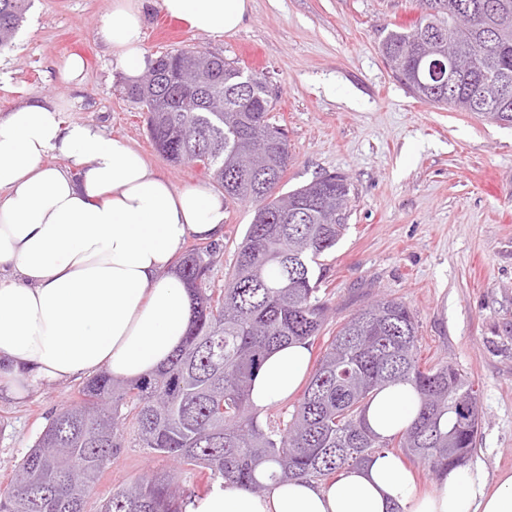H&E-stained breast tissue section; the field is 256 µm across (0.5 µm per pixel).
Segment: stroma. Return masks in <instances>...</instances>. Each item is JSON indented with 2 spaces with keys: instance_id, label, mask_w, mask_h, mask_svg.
I'll return each instance as SVG.
<instances>
[{
  "instance_id": "obj_1",
  "label": "stroma",
  "mask_w": 512,
  "mask_h": 512,
  "mask_svg": "<svg viewBox=\"0 0 512 512\" xmlns=\"http://www.w3.org/2000/svg\"><path fill=\"white\" fill-rule=\"evenodd\" d=\"M112 0H31L11 47L0 50V114L42 96L64 120L95 124L142 152L178 188L217 189L210 171L173 165L153 146L140 104L100 34ZM419 0H251L236 32L215 38L187 28L178 42L157 27L160 0L144 12L146 60L179 46L221 55L265 77L273 113L288 133L289 191L324 173L350 184L347 228L327 254L329 316L321 336L373 301H404L419 324L420 362L454 364L474 384L484 415L470 461L487 477L512 470V126L414 98L386 67L380 42L413 25ZM73 53L86 61L81 86L59 74ZM254 210L229 203L208 284L220 290ZM76 382L47 383L24 401L0 400V489L49 419L77 401ZM179 469L206 493L193 466L147 448H124L86 500L97 512L119 485Z\"/></svg>"
}]
</instances>
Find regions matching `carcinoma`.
Returning a JSON list of instances; mask_svg holds the SVG:
<instances>
[{"instance_id": "carcinoma-1", "label": "carcinoma", "mask_w": 512, "mask_h": 512, "mask_svg": "<svg viewBox=\"0 0 512 512\" xmlns=\"http://www.w3.org/2000/svg\"><path fill=\"white\" fill-rule=\"evenodd\" d=\"M414 27L392 29L381 52L393 75L418 99L472 112L498 123L512 120V0H421ZM31 0H0V50L12 44ZM456 13L472 29L448 32ZM453 54L459 69L447 83L424 73L420 61ZM203 68L206 90L184 81ZM148 109L155 148L173 163L207 159L226 199L255 205L224 290L207 287L214 247L195 246L178 261L194 300L184 344L159 369L136 380L101 372L80 401L61 408L0 490V512H85L86 498L118 451L129 443L206 471L256 494L268 483L321 479L364 461L377 448H398L437 475L456 468L475 448L483 416L473 383L443 363L418 362V325L402 301L384 298L346 319L324 342L308 383L286 419L262 423L249 403L257 371L278 346L314 345L327 319L320 295L324 257L347 226L350 188L325 174L280 193L290 145L273 121L262 77L224 58L175 49L156 58L126 88ZM409 384L418 416L392 438L363 422L378 390ZM132 421L134 438L124 426ZM70 449L77 483L51 461ZM185 492L175 470L146 475L112 490L101 512H183Z\"/></svg>"}]
</instances>
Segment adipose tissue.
Segmentation results:
<instances>
[{
    "mask_svg": "<svg viewBox=\"0 0 512 512\" xmlns=\"http://www.w3.org/2000/svg\"><path fill=\"white\" fill-rule=\"evenodd\" d=\"M144 0H113L103 39L130 79L145 67ZM170 17L219 38L240 28L250 0H161ZM61 157L63 167L46 166ZM227 204L202 186L175 187L144 156L98 127L64 122L35 99L0 116V395L20 400L43 383L99 370L147 376L184 340L190 294L175 274L188 238L224 235ZM311 355L275 350L253 380L264 411L293 395ZM419 399L406 385L382 390L365 422L383 438L409 426ZM185 512H512V471L487 479L457 468L423 487L403 458L383 449L326 481L274 483L260 495L224 482Z\"/></svg>",
    "mask_w": 512,
    "mask_h": 512,
    "instance_id": "ef3b65f1",
    "label": "adipose tissue"
}]
</instances>
